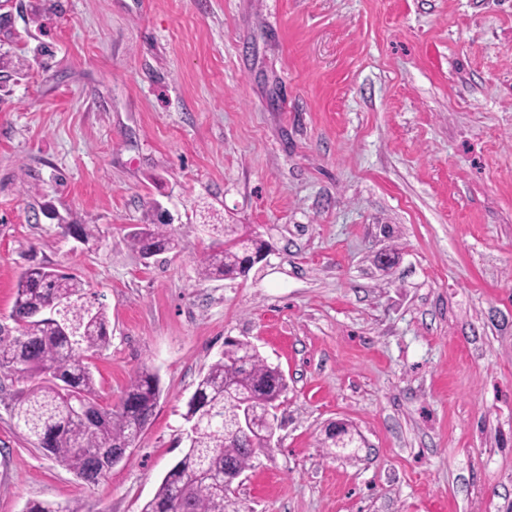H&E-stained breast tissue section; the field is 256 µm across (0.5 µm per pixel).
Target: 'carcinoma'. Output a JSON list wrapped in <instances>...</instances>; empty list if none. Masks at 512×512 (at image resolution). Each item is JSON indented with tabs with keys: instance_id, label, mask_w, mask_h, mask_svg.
<instances>
[{
	"instance_id": "obj_1",
	"label": "carcinoma",
	"mask_w": 512,
	"mask_h": 512,
	"mask_svg": "<svg viewBox=\"0 0 512 512\" xmlns=\"http://www.w3.org/2000/svg\"><path fill=\"white\" fill-rule=\"evenodd\" d=\"M138 252L177 248L167 224H147L131 234ZM264 248L253 238H237L212 248L201 260L205 279H233L243 272L248 249ZM14 326H0V380L32 379L12 406L16 427L60 465L82 477L100 480L112 468V452L131 448L153 416L160 394L158 377L145 369L131 379L116 407L99 405V390L84 360L109 345L103 306L86 299L84 285L44 266H30L19 277ZM286 390L283 375L248 342L231 343L209 365L187 401L188 450L162 479L142 512H225L229 487L224 470L251 466L252 449L263 444L251 432L235 428L241 399L250 401L252 422L261 427ZM99 407L100 419L85 423L74 411L76 400ZM27 512H81L75 503L31 502Z\"/></svg>"
}]
</instances>
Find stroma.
I'll list each match as a JSON object with an SVG mask.
<instances>
[{
	"label": "stroma",
	"mask_w": 512,
	"mask_h": 512,
	"mask_svg": "<svg viewBox=\"0 0 512 512\" xmlns=\"http://www.w3.org/2000/svg\"><path fill=\"white\" fill-rule=\"evenodd\" d=\"M244 233L266 259L202 279ZM42 263L107 309L100 404L161 393L88 485L0 383V512H141L230 339L288 389L227 512H512V0H0V325ZM170 224H147L131 234V245L145 257L153 256L154 247L145 250L148 246L157 247L162 253L175 250L178 242L175 239Z\"/></svg>",
	"instance_id": "stroma-1"
}]
</instances>
